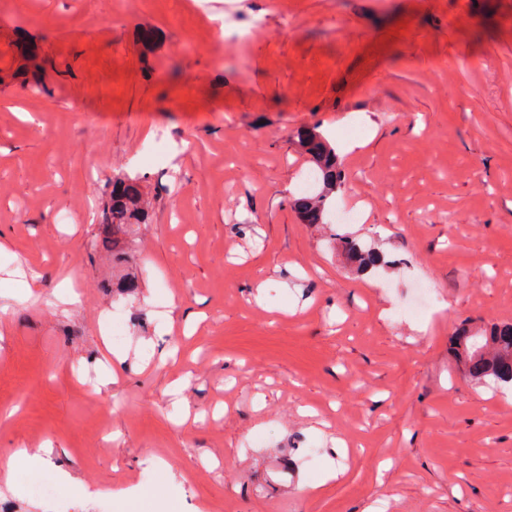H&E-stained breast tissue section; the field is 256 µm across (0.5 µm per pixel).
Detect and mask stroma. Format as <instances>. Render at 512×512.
<instances>
[{
    "label": "stroma",
    "instance_id": "1",
    "mask_svg": "<svg viewBox=\"0 0 512 512\" xmlns=\"http://www.w3.org/2000/svg\"><path fill=\"white\" fill-rule=\"evenodd\" d=\"M313 127L346 173L329 225L290 206ZM0 242V512H512V387L449 346L512 323V0H0ZM142 211V196L135 180L116 181L109 193L105 213L106 224H112V234L130 232L139 224ZM334 239L337 241L339 247L344 251L348 258L357 264L360 269H367L380 264V255L371 248L362 246L356 239L336 235ZM47 463V457L38 453L31 454L28 450L21 448L13 452L7 462V471L25 468L32 472L42 470Z\"/></svg>",
    "mask_w": 512,
    "mask_h": 512
}]
</instances>
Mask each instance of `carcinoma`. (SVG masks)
Instances as JSON below:
<instances>
[{
	"mask_svg": "<svg viewBox=\"0 0 512 512\" xmlns=\"http://www.w3.org/2000/svg\"><path fill=\"white\" fill-rule=\"evenodd\" d=\"M299 145L315 166L317 187L311 194L295 200L293 207L303 223L315 224L318 217L326 216L328 200L341 182L342 171L336 149L317 129L302 131ZM141 211L142 196L136 181L112 184L105 213L112 232L132 231L140 222ZM335 240L358 268L365 270L380 264V255L356 239L339 235ZM454 348L474 382L512 383V324L496 326L482 334L464 329L455 336Z\"/></svg>",
	"mask_w": 512,
	"mask_h": 512,
	"instance_id": "1",
	"label": "carcinoma"
}]
</instances>
